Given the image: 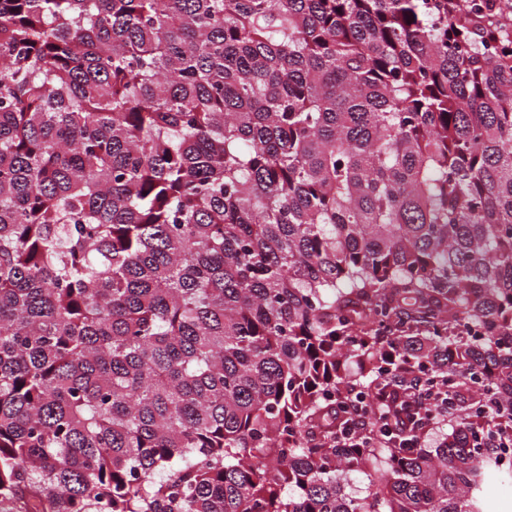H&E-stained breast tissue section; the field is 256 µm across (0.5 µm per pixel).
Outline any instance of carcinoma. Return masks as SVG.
Masks as SVG:
<instances>
[{
    "label": "carcinoma",
    "instance_id": "obj_1",
    "mask_svg": "<svg viewBox=\"0 0 512 512\" xmlns=\"http://www.w3.org/2000/svg\"><path fill=\"white\" fill-rule=\"evenodd\" d=\"M396 367L456 427L336 443ZM508 448L500 0H0V512H487Z\"/></svg>",
    "mask_w": 512,
    "mask_h": 512
}]
</instances>
